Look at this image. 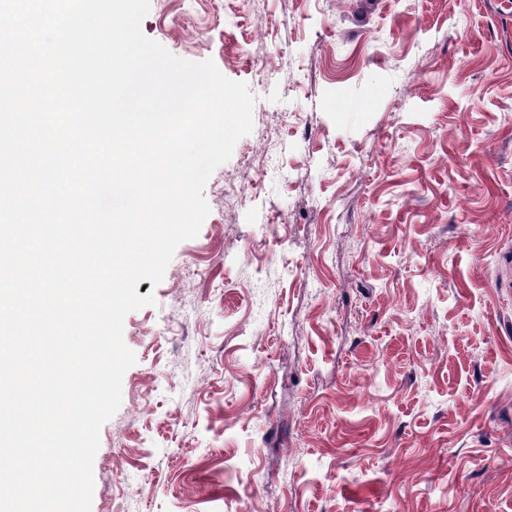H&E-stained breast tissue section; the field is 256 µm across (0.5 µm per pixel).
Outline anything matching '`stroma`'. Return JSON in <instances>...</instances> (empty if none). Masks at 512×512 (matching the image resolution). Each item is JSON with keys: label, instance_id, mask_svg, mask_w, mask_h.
I'll use <instances>...</instances> for the list:
<instances>
[{"label": "stroma", "instance_id": "35a3bbf8", "mask_svg": "<svg viewBox=\"0 0 512 512\" xmlns=\"http://www.w3.org/2000/svg\"><path fill=\"white\" fill-rule=\"evenodd\" d=\"M260 8V33L249 0L141 22L256 102L136 287L91 512H512V0Z\"/></svg>", "mask_w": 512, "mask_h": 512}]
</instances>
